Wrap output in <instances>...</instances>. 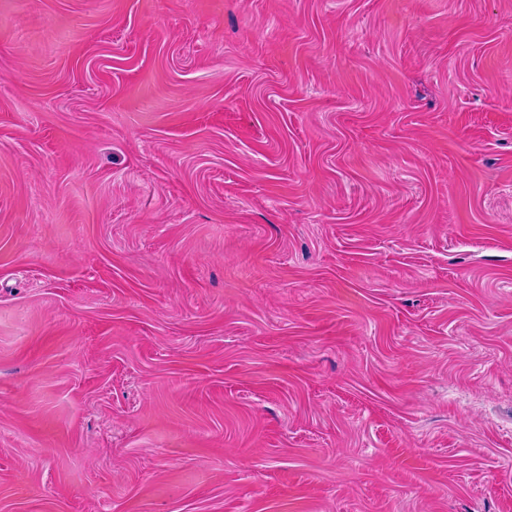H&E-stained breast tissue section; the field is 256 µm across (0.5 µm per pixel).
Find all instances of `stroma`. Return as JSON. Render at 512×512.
<instances>
[{"label": "stroma", "mask_w": 512, "mask_h": 512, "mask_svg": "<svg viewBox=\"0 0 512 512\" xmlns=\"http://www.w3.org/2000/svg\"><path fill=\"white\" fill-rule=\"evenodd\" d=\"M0 512H512V0H0Z\"/></svg>", "instance_id": "1"}]
</instances>
